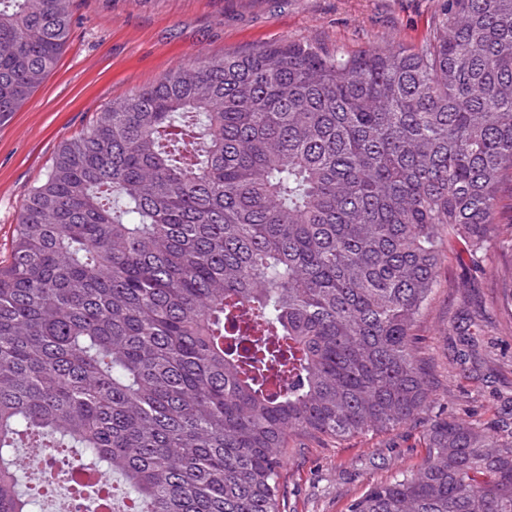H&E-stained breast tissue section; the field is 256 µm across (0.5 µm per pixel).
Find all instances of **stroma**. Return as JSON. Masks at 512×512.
<instances>
[{"mask_svg":"<svg viewBox=\"0 0 512 512\" xmlns=\"http://www.w3.org/2000/svg\"><path fill=\"white\" fill-rule=\"evenodd\" d=\"M439 0H74L73 25L56 69L29 101L0 123V261H9L20 207L58 147L123 94L177 67L284 41L353 53L372 45L420 46ZM431 298L414 334L432 396L400 427L346 441L294 436L281 472L284 512H347L374 484L416 470L434 419L454 415L512 424V322L496 306L498 248L480 266L468 244L442 236ZM486 321L482 363L460 364L463 315Z\"/></svg>","mask_w":512,"mask_h":512,"instance_id":"obj_1","label":"stroma"}]
</instances>
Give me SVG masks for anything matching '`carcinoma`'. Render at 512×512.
I'll list each match as a JSON object with an SVG mask.
<instances>
[{
	"instance_id": "obj_1",
	"label": "carcinoma",
	"mask_w": 512,
	"mask_h": 512,
	"mask_svg": "<svg viewBox=\"0 0 512 512\" xmlns=\"http://www.w3.org/2000/svg\"><path fill=\"white\" fill-rule=\"evenodd\" d=\"M72 0H0V122L64 51ZM512 0H442L414 49L287 41L180 66L55 152L0 265V512L17 448L119 475L140 512H281L292 434L429 403L415 322L440 234L496 244L512 321ZM477 362L481 316L462 319ZM348 512H512V437L455 416Z\"/></svg>"
}]
</instances>
